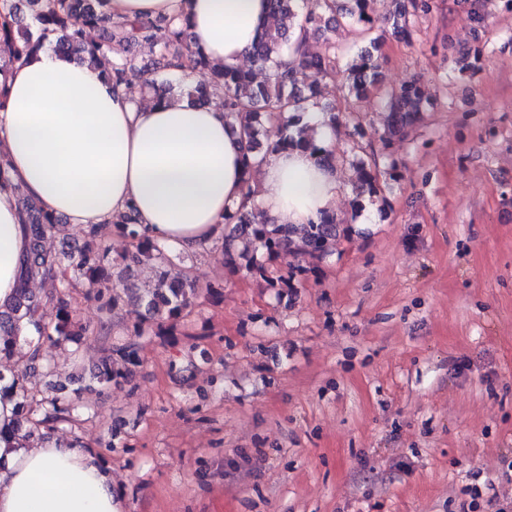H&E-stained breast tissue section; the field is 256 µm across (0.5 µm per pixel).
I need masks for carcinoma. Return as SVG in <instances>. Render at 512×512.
<instances>
[{
    "mask_svg": "<svg viewBox=\"0 0 512 512\" xmlns=\"http://www.w3.org/2000/svg\"><path fill=\"white\" fill-rule=\"evenodd\" d=\"M101 0H0V72L4 65L38 53L47 35L55 36V51L71 59L95 60L104 54L115 37L130 45H146L156 53L155 66L169 71L189 67L206 70L210 83L184 88L199 105H206L215 92L224 91V111L241 127V141L248 155L265 156L284 149H302L317 157L326 168H334L333 154L324 150L309 133L305 121L316 108L336 126L334 107L319 98L320 81L336 76L343 67L342 92L359 98L372 87L382 86L378 40L371 34L380 25L391 24V34L409 35L411 17H421L432 10V0H393L392 14L384 19L374 16L371 0H308L305 13H299L301 0H269L270 21L263 26L251 51L248 69L235 66H212L203 52L192 47L187 18L136 19L113 21L97 11ZM341 24L352 26L358 40L369 46L356 52L345 50L326 33ZM99 32L95 42L87 41L86 30ZM314 35L324 37L321 52L313 54L302 40ZM292 52L297 63L285 65L281 58ZM115 87L143 80L144 88L153 94L156 104L170 94L175 86L159 85L147 78L148 70L134 56L112 62L106 71ZM429 97L418 82L404 84L386 92L387 115L382 141L403 132L425 111ZM355 193L354 210L363 208V201L383 202L384 187L397 181L395 167L382 169L370 159L363 148L352 149L348 160ZM29 235V250L23 259L20 285L11 302L0 306V400L13 403L11 422L0 428L22 447L34 439L55 436L71 447H82L79 438L69 440L60 433V424L73 419L72 400L53 393L41 397L31 391L20 378L6 376L4 367L20 343L29 347L28 360L37 362L43 373L55 370L54 359L43 350V342L54 346L76 343L90 331L81 323L70 297L66 270L87 288V297L97 303V330L117 326L115 313L119 304L134 300L144 307V318L128 332L129 338L111 344L102 357L90 382L100 390L130 381L140 365L135 338L159 331L184 321L200 300L213 287H200L190 276L179 281L170 278V265L183 253L161 245L142 235L132 212L119 215L114 223L122 227L131 247L114 259L108 248L98 243L97 230L72 225L78 236L69 249L59 256L42 246V240L60 231L62 219L25 199L18 203ZM232 225L224 235L220 256L224 265L235 272L261 282L266 288H292L293 280L273 276L268 263L278 261L296 272L305 265L323 259L329 242L340 235V225L332 214L316 224H274L256 220L255 213L237 210L225 217ZM152 270L151 284L138 288L114 280L108 267H118L130 274L144 262ZM50 282L53 290L46 301L35 297L31 282Z\"/></svg>",
    "mask_w": 512,
    "mask_h": 512,
    "instance_id": "1",
    "label": "carcinoma"
}]
</instances>
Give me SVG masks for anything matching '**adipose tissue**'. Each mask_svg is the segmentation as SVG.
I'll list each match as a JSON object with an SVG mask.
<instances>
[{
	"label": "adipose tissue",
	"mask_w": 512,
	"mask_h": 512,
	"mask_svg": "<svg viewBox=\"0 0 512 512\" xmlns=\"http://www.w3.org/2000/svg\"><path fill=\"white\" fill-rule=\"evenodd\" d=\"M115 20L190 19L192 43L216 64L240 66L266 19V0H102ZM0 109V305L10 302L28 247L16 195L71 224L103 226L134 211L150 239L197 251L225 211L259 209L281 224L335 210L345 185L299 150L269 155L254 172L222 101L175 96L155 105L112 87L103 66L44 47L6 72ZM0 512H120L109 473L79 448L0 440Z\"/></svg>",
	"instance_id": "obj_1"
}]
</instances>
